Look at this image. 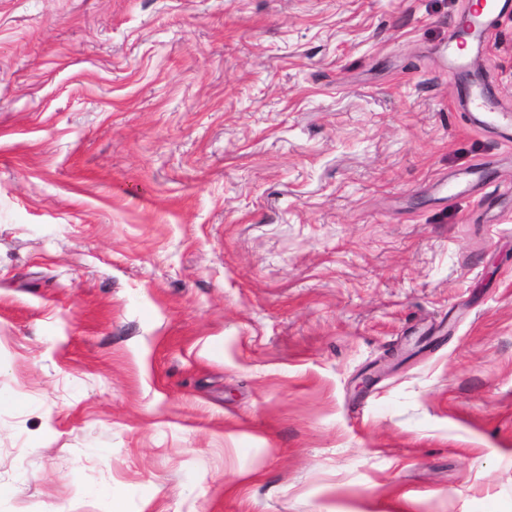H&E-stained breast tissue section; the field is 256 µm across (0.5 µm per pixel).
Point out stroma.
Listing matches in <instances>:
<instances>
[{
    "label": "stroma",
    "instance_id": "obj_1",
    "mask_svg": "<svg viewBox=\"0 0 512 512\" xmlns=\"http://www.w3.org/2000/svg\"><path fill=\"white\" fill-rule=\"evenodd\" d=\"M507 5L0 0V512H512ZM506 5V2L501 5L500 0H477L475 8L466 15L460 25L449 29L447 50L459 53L462 45L466 43L461 37L466 31L471 32V35H466L468 38H480Z\"/></svg>",
    "mask_w": 512,
    "mask_h": 512
}]
</instances>
